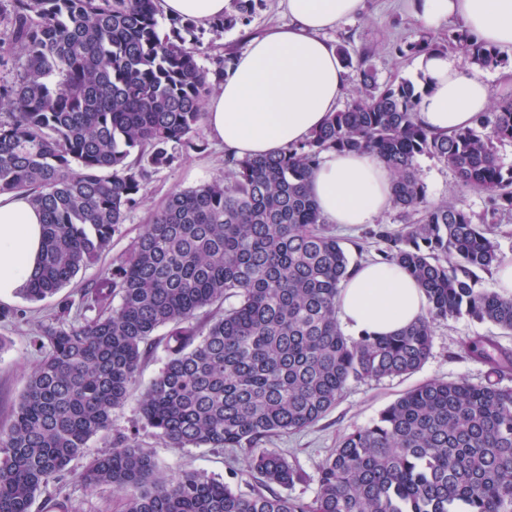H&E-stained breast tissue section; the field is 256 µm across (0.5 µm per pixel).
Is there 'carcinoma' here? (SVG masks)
<instances>
[{
  "mask_svg": "<svg viewBox=\"0 0 512 512\" xmlns=\"http://www.w3.org/2000/svg\"><path fill=\"white\" fill-rule=\"evenodd\" d=\"M268 0H230L209 22L221 34L248 25ZM23 71L0 85V194L24 192L44 214L40 266L25 296L59 292L109 250L142 198L151 171L194 149L204 105L234 61L202 66L157 0H7L0 7ZM432 39L397 46L431 51ZM448 48L481 69L509 59L462 28ZM338 56L356 72L354 95L303 143L279 154L227 153L224 178L172 192L117 265L102 270L84 309L33 339L44 356L9 422L0 424V512H30L61 480L87 441L109 428L135 383L153 332L168 325L166 361L139 398L143 419L171 448H246L245 493L199 471L161 472L126 440L79 473L89 489L124 493L122 512H512V389L494 381H428L403 393L369 426L343 435L321 463L306 500L282 494L307 475L273 436L323 419L352 382L418 370L435 321L461 314L512 332V297L477 287L501 264L490 225L512 213V166L497 144L512 142V97L452 134L417 122L421 86L380 82L369 52ZM329 151L371 155L393 175L392 205L407 224H376L377 260L399 266L427 300L425 316L393 336L344 334L336 298L352 269L307 190ZM450 169L486 197L477 217L456 199L430 203L418 161ZM118 305H112L114 299ZM217 302L224 313L201 326ZM492 372L512 371V353L492 336L464 343Z\"/></svg>",
  "mask_w": 512,
  "mask_h": 512,
  "instance_id": "1",
  "label": "carcinoma"
}]
</instances>
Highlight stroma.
<instances>
[{"label":"stroma","instance_id":"obj_1","mask_svg":"<svg viewBox=\"0 0 512 512\" xmlns=\"http://www.w3.org/2000/svg\"><path fill=\"white\" fill-rule=\"evenodd\" d=\"M287 11L278 0L254 16L251 23L222 34H214L208 26L197 25L193 43L197 57L205 68L213 70L227 52L241 53L255 36L273 25L288 24ZM421 26L406 7V0H364L362 12L342 21L325 37L333 45L346 46L352 54L362 49L371 52L370 63L380 80L407 79L419 81L421 69L415 55L405 57L395 52L397 45L418 40ZM422 177L431 202L456 198L474 214L485 209V198L462 189L448 168L435 160H419ZM224 174V150L202 132L199 147L182 152L166 168L152 173L141 203L131 209L124 224L112 237L109 250L97 262L83 267L58 295L32 302L20 297L0 301V424L7 422L27 379L41 359L32 344L41 324L51 321L58 312L62 298L79 300L85 288L98 277L102 267L116 265L130 244L142 232L151 213L167 196L178 189H190ZM166 328L157 329L151 348L141 364L134 395L113 410L108 430L87 442L84 457L74 460L71 472L61 481L48 486L47 492L69 498L74 512H120L122 495L112 487L86 488L78 479L88 459L105 454L126 438L135 439L152 454L159 468L169 475L196 470L220 480L233 489L246 490L248 477L244 471V452L227 448H171L156 437L154 429L143 420L138 394L158 375L165 362ZM475 336L495 337L499 345L512 350V333L488 322H477L459 315L433 325L432 349L429 358L415 373L381 381L350 384L335 408L315 426L304 431L271 438L269 445L296 462L308 475L306 484L296 486L294 495L312 499L315 495L318 467L346 433L366 427L375 421L382 409L402 393L425 381L438 379L455 382L466 380L480 384L487 380V365L468 357L463 345Z\"/></svg>","mask_w":512,"mask_h":512}]
</instances>
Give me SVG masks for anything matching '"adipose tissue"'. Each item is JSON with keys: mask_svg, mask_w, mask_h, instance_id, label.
I'll return each mask as SVG.
<instances>
[{"mask_svg": "<svg viewBox=\"0 0 512 512\" xmlns=\"http://www.w3.org/2000/svg\"><path fill=\"white\" fill-rule=\"evenodd\" d=\"M291 22L252 40L205 105L211 136L237 157L274 155L305 140L336 111L348 72L335 46L323 37L363 9V0H279ZM427 29L459 18L479 42L512 53V0H408ZM166 16L209 23L228 0H158ZM419 120L452 133L472 126L487 111L483 73L462 68L441 52L423 54ZM392 176L367 154L327 153L308 190L332 224H370L392 204ZM43 215L23 193L0 194V300L27 288L42 244ZM337 315L349 332L388 336L418 320L426 299L418 284L395 265L356 266L337 297Z\"/></svg>", "mask_w": 512, "mask_h": 512, "instance_id": "obj_1", "label": "adipose tissue"}]
</instances>
